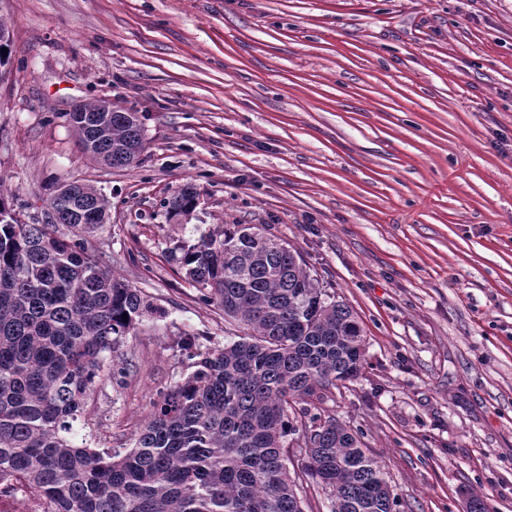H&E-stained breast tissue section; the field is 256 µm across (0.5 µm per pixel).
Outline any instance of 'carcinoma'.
I'll use <instances>...</instances> for the list:
<instances>
[{"instance_id": "carcinoma-1", "label": "carcinoma", "mask_w": 512, "mask_h": 512, "mask_svg": "<svg viewBox=\"0 0 512 512\" xmlns=\"http://www.w3.org/2000/svg\"><path fill=\"white\" fill-rule=\"evenodd\" d=\"M96 108L68 113L81 150L113 168L135 163L145 149L136 113ZM195 201L181 190L168 216ZM49 205L48 223L0 222V499L20 494L28 512H304L287 464L297 433L304 474L328 493L330 512H393L384 467L351 429L316 412L359 374L362 327L257 224L201 239L180 258L244 335L222 348L177 341L197 369L160 393L132 447L78 444L72 422L106 354L152 306L85 238L104 222L100 193L60 183ZM298 413L300 430L290 420Z\"/></svg>"}]
</instances>
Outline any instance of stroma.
<instances>
[{
  "label": "stroma",
  "instance_id": "stroma-1",
  "mask_svg": "<svg viewBox=\"0 0 512 512\" xmlns=\"http://www.w3.org/2000/svg\"><path fill=\"white\" fill-rule=\"evenodd\" d=\"M0 22V192L27 222L55 183L100 192L89 239L154 308L79 437L131 447L190 372L177 340L242 335L180 258L258 224L359 319L366 363L319 411L384 466L396 512H512V0H0ZM103 99L143 125L128 167L67 120ZM196 196L191 188H185L172 196L166 204L167 214L175 218L189 213L195 207Z\"/></svg>",
  "mask_w": 512,
  "mask_h": 512
}]
</instances>
